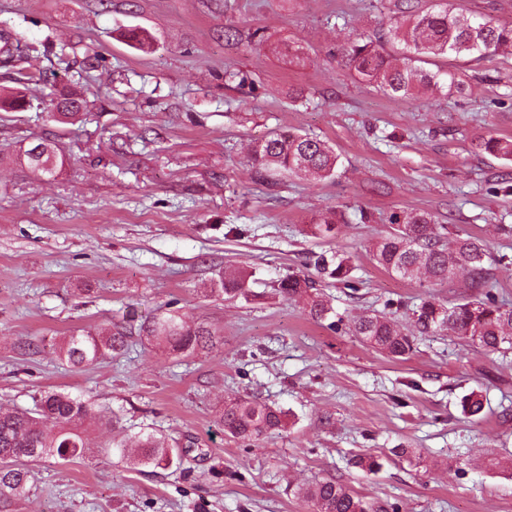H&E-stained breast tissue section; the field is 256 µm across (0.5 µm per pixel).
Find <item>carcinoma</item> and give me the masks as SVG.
I'll return each instance as SVG.
<instances>
[{"label":"carcinoma","mask_w":512,"mask_h":512,"mask_svg":"<svg viewBox=\"0 0 512 512\" xmlns=\"http://www.w3.org/2000/svg\"><path fill=\"white\" fill-rule=\"evenodd\" d=\"M512 52V24L490 17L473 16L439 0L433 7L416 11L409 5L394 21L383 24L367 38L351 41L342 49L346 64L361 81L390 98L414 96L430 88L450 96L464 90V82L448 67V61L480 60L490 52ZM85 102L74 106V98L58 102L51 117L59 123L71 121L84 111ZM484 152L512 161V138L491 136L480 143ZM21 160L35 172L51 174L63 157L51 144L41 142L25 151ZM249 160L257 181L265 182L273 173H288L321 182L336 176L340 154L328 142L298 132L276 133L253 142ZM393 231L381 237L371 250L376 265L402 280L424 279L446 285L460 274L465 287L478 292L447 303L429 298L412 310V324L421 336L446 332L465 346L490 352L512 349V307L487 289L489 270L483 260L490 242L468 235L447 239V227L435 222L427 212L402 211L389 217ZM342 213L321 215L313 220L312 233L331 238ZM308 265L319 277H328L352 287L349 258L341 253L327 258L311 254ZM249 273L242 268H226L218 274L213 291L231 296L246 293ZM286 299L303 303L307 315L322 320L333 313L323 298L317 280L289 274L278 284ZM143 337L153 346L193 355L213 346L214 334L205 326L174 311L145 319ZM353 335L388 357L404 359L414 350L415 336L386 313L364 315L352 325ZM128 345L126 334L86 332L65 338L58 347L59 359L75 369L87 368L108 354L122 353ZM466 416L484 409L481 392L473 390L461 398ZM97 411L87 400L68 393L46 391L33 410L0 411V505L9 506L25 497L33 479V466L54 456L69 460L85 448L84 425ZM224 434L249 448L288 428V411L256 399L229 397L217 411ZM116 449L133 467H167L173 463V449L166 439L153 434L140 437L134 447L123 442ZM297 496L312 512H376L374 504L348 484L333 478L298 488Z\"/></svg>","instance_id":"1"}]
</instances>
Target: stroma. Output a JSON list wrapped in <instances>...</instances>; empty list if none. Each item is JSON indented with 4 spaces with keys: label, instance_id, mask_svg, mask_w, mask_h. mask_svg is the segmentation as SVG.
Segmentation results:
<instances>
[{
    "label": "stroma",
    "instance_id": "obj_1",
    "mask_svg": "<svg viewBox=\"0 0 512 512\" xmlns=\"http://www.w3.org/2000/svg\"><path fill=\"white\" fill-rule=\"evenodd\" d=\"M394 3L0 0V35L31 48L23 70L0 65V90L28 102L0 111V408L31 409L41 391L60 390L109 414L89 422L83 457L36 465L30 493L7 512H311L296 489L325 478L403 512H512V472L486 466L512 453V352L440 334L395 361L350 331L386 302L407 312L457 294L372 263L370 245L402 210L490 239L492 291L512 305V236L497 230L512 225V162L478 149L512 137V55L457 62L464 94L387 97L342 49L388 22ZM135 28L152 38L148 50L128 43ZM53 93L82 97V119L49 121ZM288 129L340 152L333 180L255 181L250 145ZM45 140L65 162L43 176L17 158ZM329 209L346 217L336 239L311 236ZM322 251L351 255L357 287L324 279L334 313L316 322L277 284ZM229 265L250 272L252 298L212 293ZM168 306L219 343L176 356L141 342L142 317ZM116 326L133 332L125 354L83 370L58 360L66 336ZM474 389L487 403L469 418L459 402ZM235 395L293 422L238 446L216 423ZM147 432L180 448L181 463L133 469L106 451ZM362 454L382 469L355 467Z\"/></svg>",
    "mask_w": 512,
    "mask_h": 512
}]
</instances>
